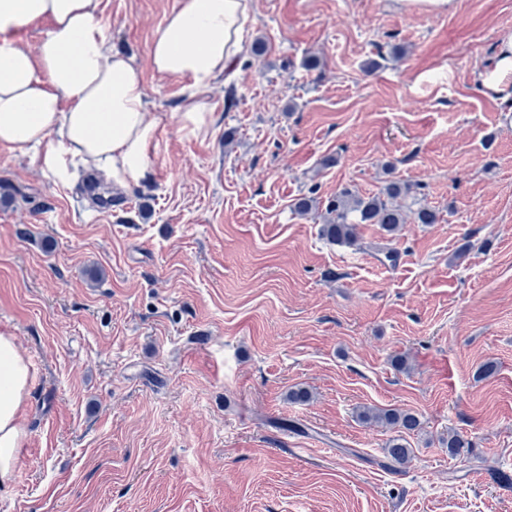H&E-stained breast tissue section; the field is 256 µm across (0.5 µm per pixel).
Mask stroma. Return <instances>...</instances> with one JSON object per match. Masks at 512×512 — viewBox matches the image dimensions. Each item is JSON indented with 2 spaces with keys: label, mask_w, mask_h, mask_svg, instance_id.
<instances>
[{
  "label": "stroma",
  "mask_w": 512,
  "mask_h": 512,
  "mask_svg": "<svg viewBox=\"0 0 512 512\" xmlns=\"http://www.w3.org/2000/svg\"><path fill=\"white\" fill-rule=\"evenodd\" d=\"M177 4L101 0L152 112L186 85L149 58ZM506 28L512 0H253L212 129L163 125L152 184L96 207L0 147V332L33 373L0 512H512V112L476 80ZM390 180L441 221L346 247L294 209ZM363 406L418 415L403 471Z\"/></svg>",
  "instance_id": "obj_1"
}]
</instances>
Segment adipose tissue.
I'll return each mask as SVG.
<instances>
[{"mask_svg": "<svg viewBox=\"0 0 512 512\" xmlns=\"http://www.w3.org/2000/svg\"><path fill=\"white\" fill-rule=\"evenodd\" d=\"M49 20L35 49L22 44ZM249 0H180L150 49L155 70L189 83L168 119L196 134L214 117L205 100L215 80L243 49ZM485 89L512 101V32L502 34L492 66L479 73ZM163 115L150 112L133 60L113 52L100 0H0V146L32 154L61 186L93 166L113 187L151 182V151ZM32 373L14 336L0 332V486L21 468L27 431L22 407Z\"/></svg>", "mask_w": 512, "mask_h": 512, "instance_id": "adipose-tissue-1", "label": "adipose tissue"}]
</instances>
